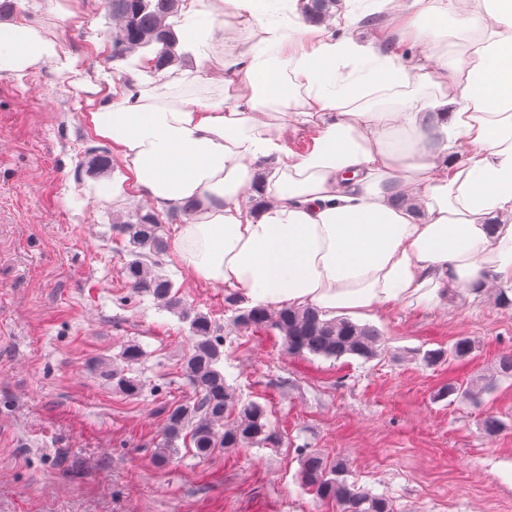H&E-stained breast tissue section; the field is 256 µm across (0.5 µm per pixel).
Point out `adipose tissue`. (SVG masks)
<instances>
[{
	"instance_id": "adipose-tissue-1",
	"label": "adipose tissue",
	"mask_w": 512,
	"mask_h": 512,
	"mask_svg": "<svg viewBox=\"0 0 512 512\" xmlns=\"http://www.w3.org/2000/svg\"><path fill=\"white\" fill-rule=\"evenodd\" d=\"M200 2L181 37L208 43L196 70L223 73L221 93L117 79L88 116L136 195L181 214L173 249L197 279L330 315L512 284V0H375L370 28L361 12L306 22L300 0H215L205 26ZM55 53L38 27L0 24V72ZM289 128L311 133L306 152L286 153Z\"/></svg>"
}]
</instances>
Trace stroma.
<instances>
[{"instance_id": "35a3bbf8", "label": "stroma", "mask_w": 512, "mask_h": 512, "mask_svg": "<svg viewBox=\"0 0 512 512\" xmlns=\"http://www.w3.org/2000/svg\"><path fill=\"white\" fill-rule=\"evenodd\" d=\"M58 3L70 19L49 0H19L17 11L54 35L56 56L0 73V512H339L299 480L309 451L344 460L349 481L393 512H512V376L498 372L512 355L511 307L454 291L433 306L393 302L350 316L380 332L374 359L291 354L278 331L236 327L225 288L170 250L183 309L209 314L226 339L227 384L266 406L277 440L206 459L181 445L158 463L166 407L195 398L182 372L188 325L128 286L112 220L152 205L100 198V183L118 191L130 173L87 115L116 79L209 96L220 76L174 86L194 69L189 56L147 78L103 41L111 0ZM98 153L110 158L100 173L89 166ZM461 336L476 344L466 359L427 367L414 355ZM132 344L143 356L129 364ZM113 368L140 379L141 394L113 386ZM451 380L483 392L440 396ZM489 415L501 433H484Z\"/></svg>"}]
</instances>
